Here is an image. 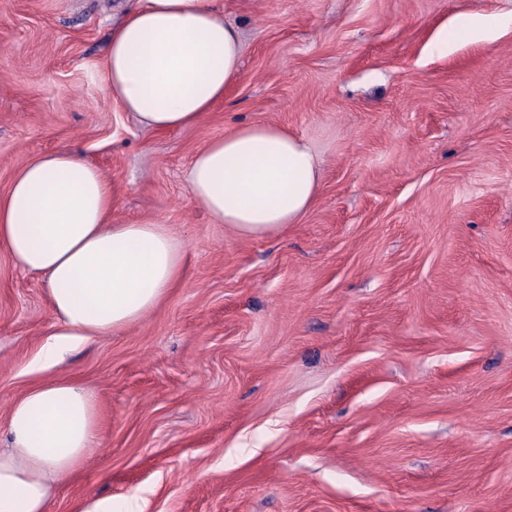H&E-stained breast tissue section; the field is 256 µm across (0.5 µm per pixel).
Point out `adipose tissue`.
Wrapping results in <instances>:
<instances>
[{
	"mask_svg": "<svg viewBox=\"0 0 512 512\" xmlns=\"http://www.w3.org/2000/svg\"><path fill=\"white\" fill-rule=\"evenodd\" d=\"M240 62L239 34L217 0H137L112 30L101 74L123 111L168 131L223 101ZM319 187L310 145L274 124H245L209 141L188 171L191 197L242 238L283 233ZM114 194L95 164L59 149L26 164L0 197V249L43 278L60 326L40 365L139 322L182 276V244L157 220L114 221ZM6 433L0 512H47L54 486L100 443L98 402L68 378L37 383L11 404Z\"/></svg>",
	"mask_w": 512,
	"mask_h": 512,
	"instance_id": "adipose-tissue-1",
	"label": "adipose tissue"
}]
</instances>
